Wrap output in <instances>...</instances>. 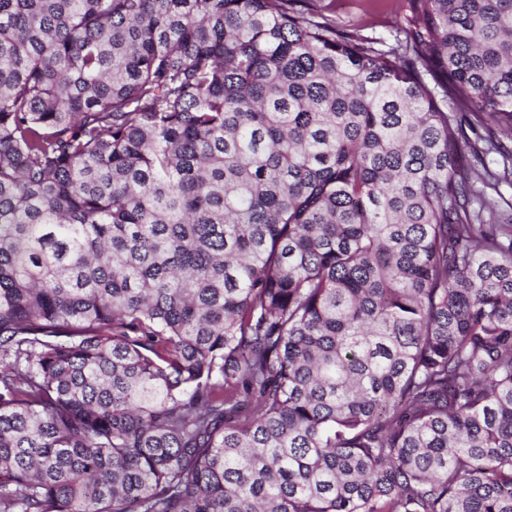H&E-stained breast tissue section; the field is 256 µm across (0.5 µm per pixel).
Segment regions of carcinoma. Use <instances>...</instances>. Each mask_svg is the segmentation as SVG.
<instances>
[{"label":"carcinoma","instance_id":"carcinoma-1","mask_svg":"<svg viewBox=\"0 0 512 512\" xmlns=\"http://www.w3.org/2000/svg\"><path fill=\"white\" fill-rule=\"evenodd\" d=\"M409 9L0 0V512H512V0ZM323 14L336 27L368 39L383 52L403 38L408 26V0H323Z\"/></svg>","mask_w":512,"mask_h":512}]
</instances>
